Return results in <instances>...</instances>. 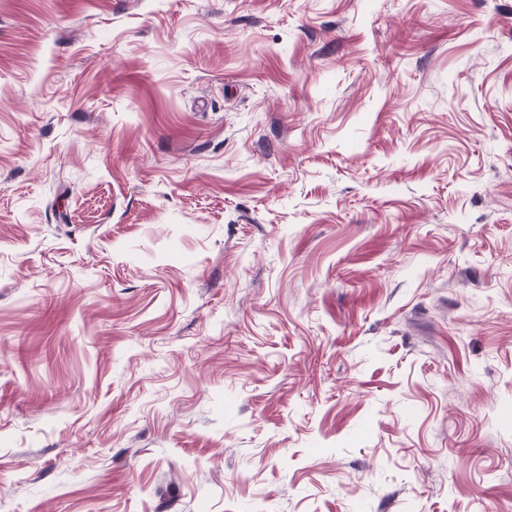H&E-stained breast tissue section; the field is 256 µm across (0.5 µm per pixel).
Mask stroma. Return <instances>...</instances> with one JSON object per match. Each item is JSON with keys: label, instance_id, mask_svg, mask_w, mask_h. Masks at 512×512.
<instances>
[{"label": "stroma", "instance_id": "1", "mask_svg": "<svg viewBox=\"0 0 512 512\" xmlns=\"http://www.w3.org/2000/svg\"><path fill=\"white\" fill-rule=\"evenodd\" d=\"M0 512H512V0H0Z\"/></svg>", "mask_w": 512, "mask_h": 512}]
</instances>
